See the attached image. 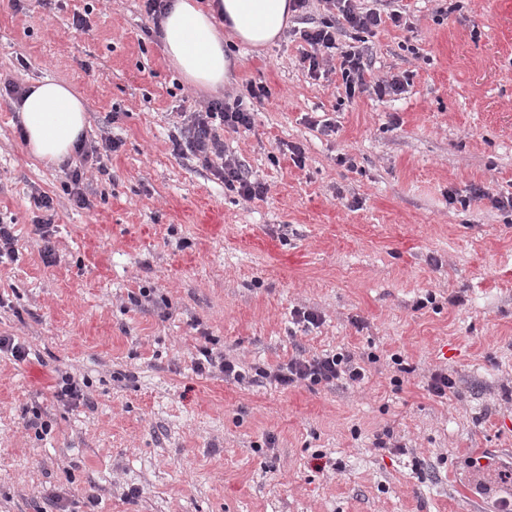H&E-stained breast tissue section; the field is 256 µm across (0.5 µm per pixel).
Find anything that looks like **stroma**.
<instances>
[{
	"mask_svg": "<svg viewBox=\"0 0 512 512\" xmlns=\"http://www.w3.org/2000/svg\"><path fill=\"white\" fill-rule=\"evenodd\" d=\"M450 4L359 0L384 20L366 36L367 89L350 98L339 60L321 77L299 64L325 0L273 45L226 43L218 89L172 68L143 0H0V88L71 84L101 149L44 166L0 95V222L18 239L0 258V336L30 349L24 362L0 352V512L50 495L65 512H486L512 495V222L470 194L512 193V0H462L435 23ZM391 76L404 92L377 97ZM250 82L269 97L252 129L223 135L267 187L247 200L225 191L221 159L175 155L169 136L182 113ZM80 165L86 209L67 191ZM40 194L55 207L50 265ZM143 288L170 317L131 304ZM299 308L319 327L296 324ZM202 346L267 369L342 348L377 361L359 384L244 388L196 375ZM60 370L86 381V403L57 402ZM437 371L456 394L428 393ZM37 414L49 435L29 427ZM386 430L402 451L374 447ZM50 225L51 219H40L35 224V234L38 236L37 245L45 263H53L55 259V244Z\"/></svg>",
	"mask_w": 512,
	"mask_h": 512,
	"instance_id": "35a3bbf8",
	"label": "stroma"
}]
</instances>
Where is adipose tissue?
Here are the masks:
<instances>
[{
	"label": "adipose tissue",
	"instance_id": "ef3b65f1",
	"mask_svg": "<svg viewBox=\"0 0 512 512\" xmlns=\"http://www.w3.org/2000/svg\"><path fill=\"white\" fill-rule=\"evenodd\" d=\"M161 21V40L170 65L194 87L223 86L230 62L224 34L248 46L279 39L292 15L290 0H171ZM28 153L47 165L66 161L88 126L85 100L63 81L43 79L13 104Z\"/></svg>",
	"mask_w": 512,
	"mask_h": 512
}]
</instances>
